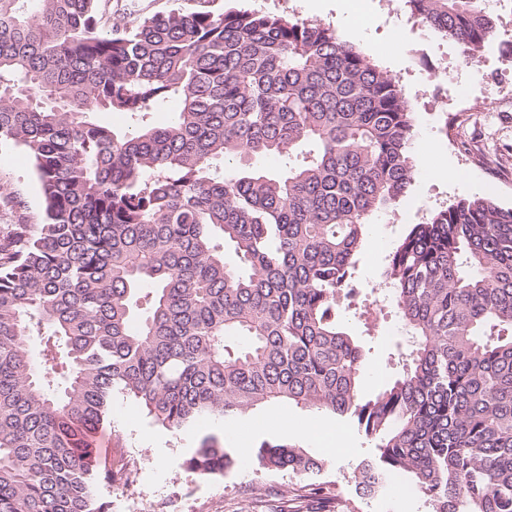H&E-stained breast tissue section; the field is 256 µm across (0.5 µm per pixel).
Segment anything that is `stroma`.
<instances>
[{"label":"stroma","instance_id":"35a3bbf8","mask_svg":"<svg viewBox=\"0 0 512 512\" xmlns=\"http://www.w3.org/2000/svg\"><path fill=\"white\" fill-rule=\"evenodd\" d=\"M362 5L371 17L363 29L348 20L341 0H212L210 7L258 9L333 26L342 39L399 79L411 105L413 151L433 156L434 167L416 166L412 191L395 209L375 216L368 228L357 276L378 311L375 326L365 327L354 308L339 310V321L366 350L361 390L373 395L394 376V353L408 347L406 330L381 286L395 244L410 225L461 199L482 197L512 207V184L500 190L493 182L497 175L512 181V62L494 42L478 62L467 64L457 44L419 24L403 0H363ZM0 182L23 200L31 222H38L39 183L19 148L0 149ZM288 416L299 423L330 425L344 436V452L331 456L330 466L318 474H268L249 461L261 441L298 445L319 455L325 453L323 442L267 421L261 410L237 420L230 430L223 422L205 421L194 431L173 433L155 425L129 396L116 394L100 437L112 442L113 468L131 470L134 479L116 480L101 493L111 501V512H315L317 503L309 492L315 484L340 498L350 512H427L423 498L399 480L375 498L356 495L353 468L374 456L375 448L354 424L293 406ZM210 433L223 435L225 445L241 457L237 468L217 479L200 478L181 466L188 451Z\"/></svg>","mask_w":512,"mask_h":512}]
</instances>
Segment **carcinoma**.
Returning a JSON list of instances; mask_svg holds the SVG:
<instances>
[{
    "instance_id": "carcinoma-1",
    "label": "carcinoma",
    "mask_w": 512,
    "mask_h": 512,
    "mask_svg": "<svg viewBox=\"0 0 512 512\" xmlns=\"http://www.w3.org/2000/svg\"><path fill=\"white\" fill-rule=\"evenodd\" d=\"M109 2L0 0V146L28 153L43 200L30 224L0 185L17 217L0 234V512H111L117 472L89 439L116 389L174 432L271 403L350 420L377 449L353 470L358 497L398 475L429 512H512V208L462 199L396 243L383 286L410 347L363 395L336 310L369 221L414 185L399 81L316 21L133 2L104 32ZM404 4L468 63L497 39L482 0ZM171 99L161 127L95 119ZM302 145L277 174L253 167ZM253 458L327 468L270 441ZM238 462L211 434L182 467L211 479Z\"/></svg>"
}]
</instances>
